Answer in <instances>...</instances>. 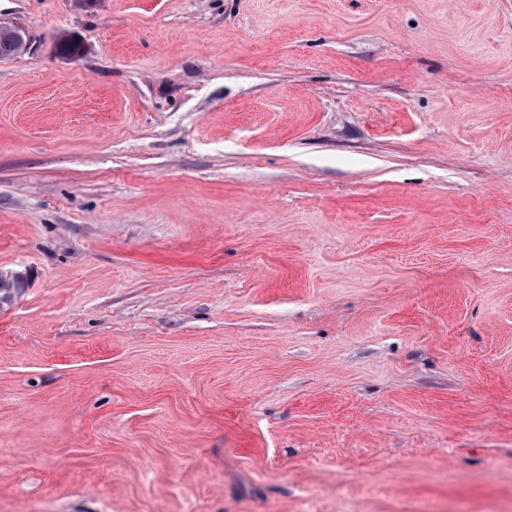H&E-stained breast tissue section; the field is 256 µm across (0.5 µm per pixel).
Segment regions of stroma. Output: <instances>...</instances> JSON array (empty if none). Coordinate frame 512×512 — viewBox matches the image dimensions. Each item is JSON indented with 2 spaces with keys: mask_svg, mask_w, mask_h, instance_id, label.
<instances>
[{
  "mask_svg": "<svg viewBox=\"0 0 512 512\" xmlns=\"http://www.w3.org/2000/svg\"><path fill=\"white\" fill-rule=\"evenodd\" d=\"M0 19V512L512 505V0ZM10 32H0V58H10L16 56L19 53V48L23 52H28L33 48L34 39L29 31L17 22H5L0 19V30ZM76 36V34L69 32L58 34L53 42L56 56L63 59H73L81 56L84 53V47Z\"/></svg>",
  "mask_w": 512,
  "mask_h": 512,
  "instance_id": "1",
  "label": "stroma"
}]
</instances>
